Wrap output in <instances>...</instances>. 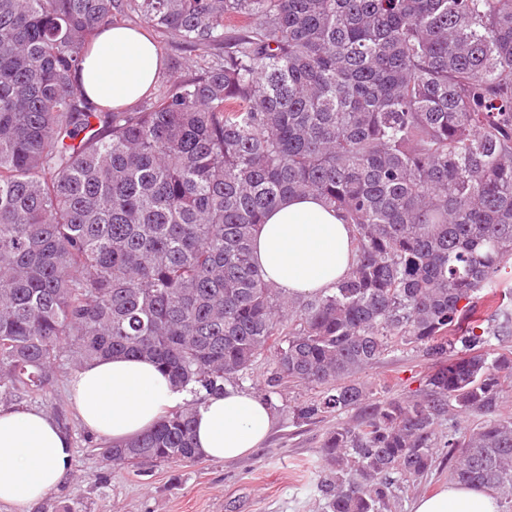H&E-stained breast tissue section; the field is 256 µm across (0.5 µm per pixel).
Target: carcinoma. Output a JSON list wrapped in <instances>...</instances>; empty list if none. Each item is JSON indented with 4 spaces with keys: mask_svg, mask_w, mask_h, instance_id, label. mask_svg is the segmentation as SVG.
<instances>
[{
    "mask_svg": "<svg viewBox=\"0 0 512 512\" xmlns=\"http://www.w3.org/2000/svg\"><path fill=\"white\" fill-rule=\"evenodd\" d=\"M127 21L208 50L136 112L76 84ZM287 194L353 227L318 294L252 261ZM511 265L512 0H0V400L114 355L198 395L105 461L200 459L199 393L266 355L269 387H325L298 417L367 409L320 448L325 512H393L442 446L451 481L512 512V289L486 299ZM409 345L423 388L374 399L358 374Z\"/></svg>",
    "mask_w": 512,
    "mask_h": 512,
    "instance_id": "obj_1",
    "label": "carcinoma"
}]
</instances>
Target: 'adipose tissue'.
<instances>
[{
    "label": "adipose tissue",
    "instance_id": "obj_1",
    "mask_svg": "<svg viewBox=\"0 0 512 512\" xmlns=\"http://www.w3.org/2000/svg\"><path fill=\"white\" fill-rule=\"evenodd\" d=\"M162 66L145 33L115 26L93 41L78 83L98 105L125 109L150 93ZM251 250L265 280L299 294L331 287L356 259L351 225L312 195L289 196L273 207L256 227ZM68 389L83 426L115 442L153 427L188 397L153 362L126 356L85 365ZM273 424L261 397L228 387L200 406L194 441L202 457L235 460L259 447ZM72 458L70 437L48 414L0 408V503L26 512L67 479ZM412 512H497V500L493 490L453 485L417 499Z\"/></svg>",
    "mask_w": 512,
    "mask_h": 512
}]
</instances>
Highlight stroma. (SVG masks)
<instances>
[{
	"label": "stroma",
	"instance_id": "1",
	"mask_svg": "<svg viewBox=\"0 0 512 512\" xmlns=\"http://www.w3.org/2000/svg\"><path fill=\"white\" fill-rule=\"evenodd\" d=\"M430 366L419 351L401 347L360 379L377 398L406 396L422 388ZM71 375L70 368H63L44 396L11 403L15 409L35 408L51 415L73 442L68 479L31 512H322L316 489L324 467L320 448L337 421L358 424L365 417L353 409L298 418L296 408L319 392L288 383L273 397L275 423L267 440L242 459L112 465L96 453L101 436L86 430L72 409Z\"/></svg>",
	"mask_w": 512,
	"mask_h": 512
}]
</instances>
